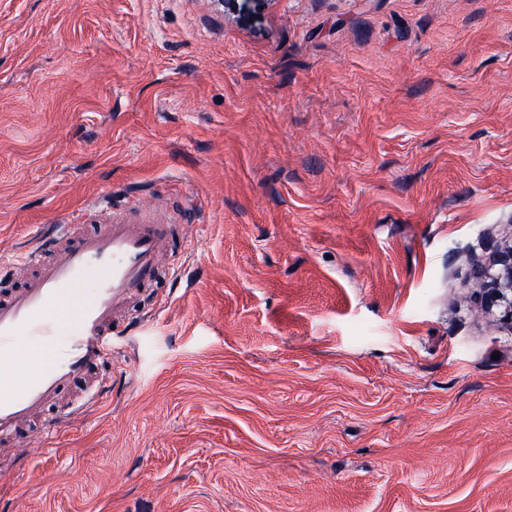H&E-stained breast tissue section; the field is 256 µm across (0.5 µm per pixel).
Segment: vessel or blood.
I'll use <instances>...</instances> for the list:
<instances>
[{
	"mask_svg": "<svg viewBox=\"0 0 512 512\" xmlns=\"http://www.w3.org/2000/svg\"><path fill=\"white\" fill-rule=\"evenodd\" d=\"M174 227L108 220L51 224L11 262L0 289V441L28 446L27 421L75 379L110 360L107 339L157 279ZM36 348L20 354V338Z\"/></svg>",
	"mask_w": 512,
	"mask_h": 512,
	"instance_id": "1",
	"label": "vessel or blood"
}]
</instances>
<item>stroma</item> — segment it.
Masks as SVG:
<instances>
[{"instance_id":"stroma-1","label":"stroma","mask_w":512,"mask_h":512,"mask_svg":"<svg viewBox=\"0 0 512 512\" xmlns=\"http://www.w3.org/2000/svg\"><path fill=\"white\" fill-rule=\"evenodd\" d=\"M175 274L0 446V512H512V0H0V257ZM502 272L491 279L487 289L486 301L503 306V317L512 324V249L503 260Z\"/></svg>"}]
</instances>
